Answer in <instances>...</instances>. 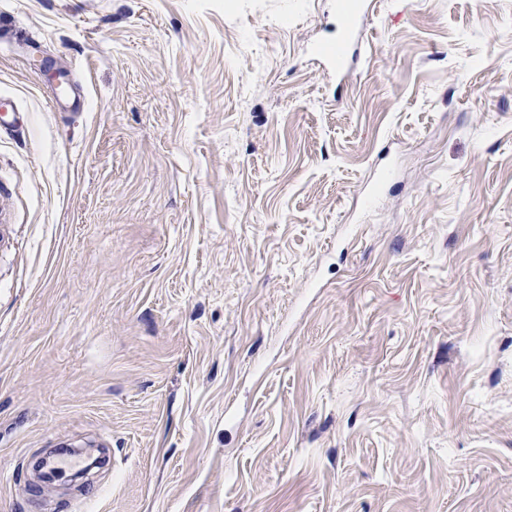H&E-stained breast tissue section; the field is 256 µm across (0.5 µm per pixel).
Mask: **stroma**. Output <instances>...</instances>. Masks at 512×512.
Masks as SVG:
<instances>
[{
	"label": "stroma",
	"instance_id": "1",
	"mask_svg": "<svg viewBox=\"0 0 512 512\" xmlns=\"http://www.w3.org/2000/svg\"><path fill=\"white\" fill-rule=\"evenodd\" d=\"M366 25L0 0V512H512V0ZM355 8H341L339 12L349 13L352 20L338 33L336 40L321 50V56L327 66L336 73V78H346L350 74L351 65L359 54L360 42L363 39V30L360 18L364 12L365 4L354 2Z\"/></svg>",
	"mask_w": 512,
	"mask_h": 512
}]
</instances>
